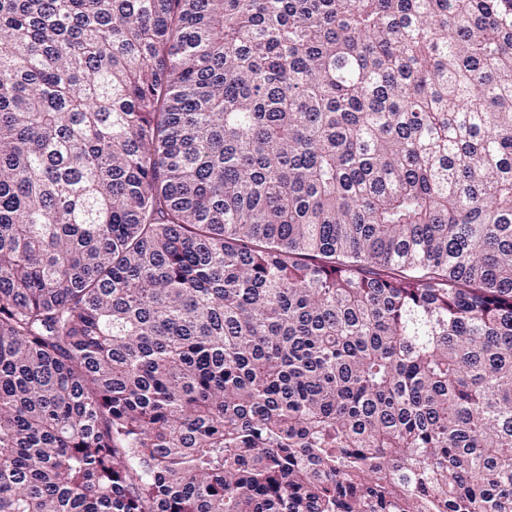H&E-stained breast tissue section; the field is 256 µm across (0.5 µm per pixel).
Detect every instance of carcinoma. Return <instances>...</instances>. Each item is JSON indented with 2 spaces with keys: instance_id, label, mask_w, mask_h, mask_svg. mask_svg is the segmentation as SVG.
Masks as SVG:
<instances>
[{
  "instance_id": "obj_1",
  "label": "carcinoma",
  "mask_w": 512,
  "mask_h": 512,
  "mask_svg": "<svg viewBox=\"0 0 512 512\" xmlns=\"http://www.w3.org/2000/svg\"><path fill=\"white\" fill-rule=\"evenodd\" d=\"M0 512H512V0H0Z\"/></svg>"
}]
</instances>
